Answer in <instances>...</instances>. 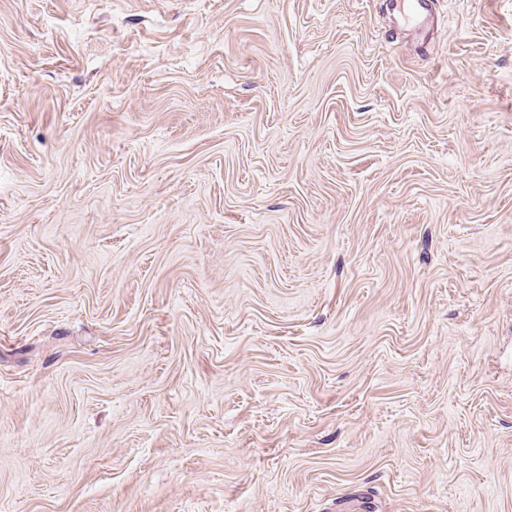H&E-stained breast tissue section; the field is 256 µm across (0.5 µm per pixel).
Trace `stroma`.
<instances>
[{
	"label": "stroma",
	"instance_id": "obj_1",
	"mask_svg": "<svg viewBox=\"0 0 512 512\" xmlns=\"http://www.w3.org/2000/svg\"><path fill=\"white\" fill-rule=\"evenodd\" d=\"M0 0V512H512V0ZM392 21L402 28H409L424 42L433 23L434 0H390Z\"/></svg>",
	"mask_w": 512,
	"mask_h": 512
}]
</instances>
